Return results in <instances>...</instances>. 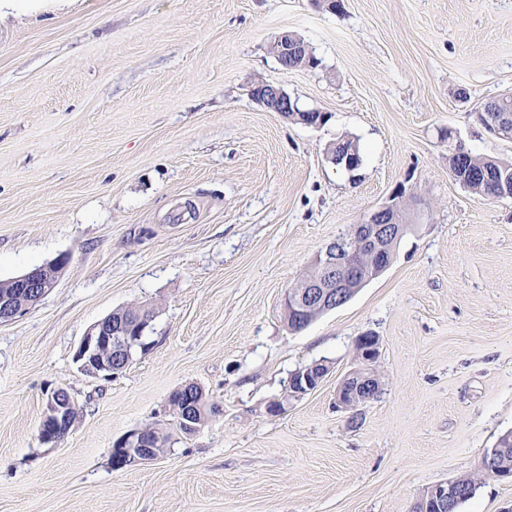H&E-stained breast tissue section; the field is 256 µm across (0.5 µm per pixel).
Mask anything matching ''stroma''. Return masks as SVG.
Returning <instances> with one entry per match:
<instances>
[{
	"mask_svg": "<svg viewBox=\"0 0 512 512\" xmlns=\"http://www.w3.org/2000/svg\"><path fill=\"white\" fill-rule=\"evenodd\" d=\"M312 69L269 51L282 32ZM284 88L295 124L256 104ZM512 93V0H70L0 18V280L65 260L0 324V512H409L479 472L512 431V197L474 194L448 158L512 161L476 103ZM352 140L361 163L327 150ZM402 192L391 266L299 333L286 291L330 242ZM155 311L119 375L85 374L87 332ZM380 338L383 390L358 424L335 408ZM325 380L270 415L293 372ZM194 383L222 408L151 463L112 446ZM80 413L41 442L50 393ZM461 512H512V478Z\"/></svg>",
	"mask_w": 512,
	"mask_h": 512,
	"instance_id": "35a3bbf8",
	"label": "stroma"
}]
</instances>
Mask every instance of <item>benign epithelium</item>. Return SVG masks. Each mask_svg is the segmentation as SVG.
Here are the masks:
<instances>
[{"instance_id": "1", "label": "benign epithelium", "mask_w": 512, "mask_h": 512, "mask_svg": "<svg viewBox=\"0 0 512 512\" xmlns=\"http://www.w3.org/2000/svg\"><path fill=\"white\" fill-rule=\"evenodd\" d=\"M276 54L284 58L305 59L300 68L312 67L308 44L294 34L284 32L272 44ZM253 100L270 112L286 117L296 111V102L279 85L264 83ZM396 201L374 210L367 220L351 227L349 233L330 243L317 255L314 267L321 270L316 278L306 279L285 295L284 307L295 314L294 324L303 326L318 314L347 303L355 293L351 285L366 284L384 272L393 262L395 243L409 231ZM60 277V265L38 266L14 278L17 292L0 296V323L8 322L22 310L39 302L55 287ZM151 316L146 308L131 306L110 314L95 324L80 343L75 359L83 372L95 377L110 378L124 370L133 360L134 349ZM379 354V339L365 335L357 340V356L361 366L347 373L336 391L337 405L355 410L374 399L382 391V382L373 369ZM330 372V365L317 362L295 371L289 380V397L298 400L315 390ZM192 388L182 391L183 413L177 426L185 435L197 433L204 425L195 415ZM73 399L65 390H55L49 397L39 426V438L44 443H57L71 426ZM160 458L146 430H133L119 439L112 448L111 463L116 470L127 466L148 464ZM454 496V484L439 482L424 490L414 501L411 512H429L431 502L448 512V500Z\"/></svg>"}]
</instances>
